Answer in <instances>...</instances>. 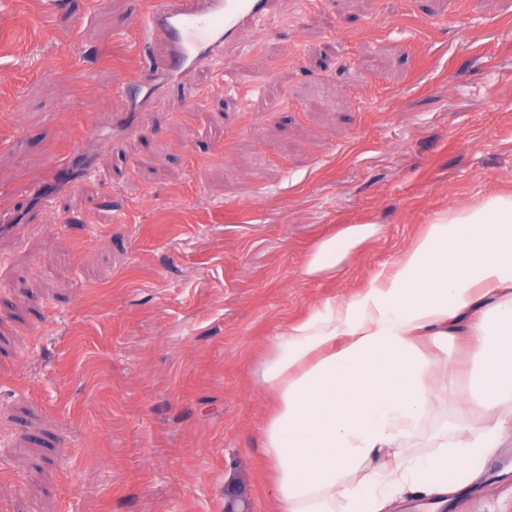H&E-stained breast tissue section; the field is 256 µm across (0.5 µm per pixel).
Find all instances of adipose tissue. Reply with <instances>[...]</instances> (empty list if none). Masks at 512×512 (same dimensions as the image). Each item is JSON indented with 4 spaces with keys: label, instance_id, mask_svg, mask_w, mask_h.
<instances>
[{
    "label": "adipose tissue",
    "instance_id": "adipose-tissue-1",
    "mask_svg": "<svg viewBox=\"0 0 512 512\" xmlns=\"http://www.w3.org/2000/svg\"><path fill=\"white\" fill-rule=\"evenodd\" d=\"M374 232L351 224L321 241L306 275L333 270ZM464 336L485 418L440 454L402 455L440 374L422 343ZM262 381L279 400L266 430L278 512H390L405 487L446 497L473 483L512 430V192L438 214L369 286L325 301L278 333Z\"/></svg>",
    "mask_w": 512,
    "mask_h": 512
}]
</instances>
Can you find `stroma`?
Here are the masks:
<instances>
[{"mask_svg": "<svg viewBox=\"0 0 512 512\" xmlns=\"http://www.w3.org/2000/svg\"><path fill=\"white\" fill-rule=\"evenodd\" d=\"M153 2L0 0V512H224L238 490L277 512V332L512 192V0H275L138 103L123 86L165 60L133 24ZM351 224L378 231L306 276ZM448 364L413 453L459 409L484 422L471 357ZM392 512H512V437L444 504Z\"/></svg>", "mask_w": 512, "mask_h": 512, "instance_id": "stroma-1", "label": "stroma"}]
</instances>
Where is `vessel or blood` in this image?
Listing matches in <instances>:
<instances>
[{"label":"vessel or blood","mask_w":512,"mask_h":512,"mask_svg":"<svg viewBox=\"0 0 512 512\" xmlns=\"http://www.w3.org/2000/svg\"><path fill=\"white\" fill-rule=\"evenodd\" d=\"M273 10V0H160L139 22L142 39L166 46V75L188 76L237 45Z\"/></svg>","instance_id":"vessel-or-blood-1"}]
</instances>
